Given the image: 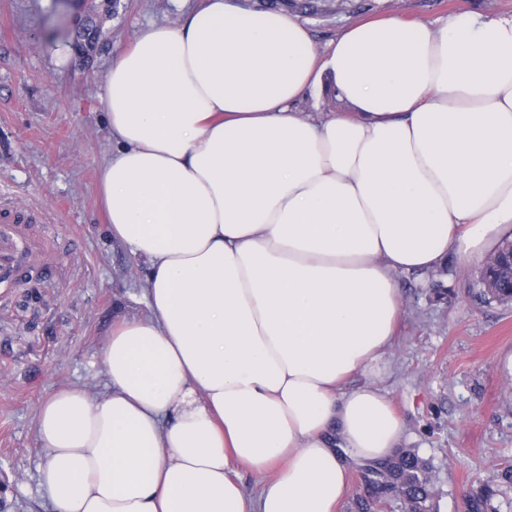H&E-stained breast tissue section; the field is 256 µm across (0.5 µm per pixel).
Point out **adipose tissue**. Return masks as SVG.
Returning <instances> with one entry per match:
<instances>
[{"mask_svg": "<svg viewBox=\"0 0 512 512\" xmlns=\"http://www.w3.org/2000/svg\"><path fill=\"white\" fill-rule=\"evenodd\" d=\"M330 87L347 112L300 111ZM109 230L147 266L105 390L40 402L53 512H337L404 423L374 369L397 276L512 238V17L306 27L203 0L143 28L103 96ZM270 480L245 494L238 467Z\"/></svg>", "mask_w": 512, "mask_h": 512, "instance_id": "ef3b65f1", "label": "adipose tissue"}]
</instances>
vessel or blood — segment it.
<instances>
[{
	"mask_svg": "<svg viewBox=\"0 0 512 512\" xmlns=\"http://www.w3.org/2000/svg\"><path fill=\"white\" fill-rule=\"evenodd\" d=\"M39 221L40 216L33 208L0 201V290L23 286L36 270L50 274L51 236L33 231V224Z\"/></svg>",
	"mask_w": 512,
	"mask_h": 512,
	"instance_id": "b4317fda",
	"label": "vessel or blood"
}]
</instances>
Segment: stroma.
<instances>
[{"label":"stroma","mask_w":512,"mask_h":512,"mask_svg":"<svg viewBox=\"0 0 512 512\" xmlns=\"http://www.w3.org/2000/svg\"><path fill=\"white\" fill-rule=\"evenodd\" d=\"M200 0H116L91 63L51 31L54 0H0V195L38 208L57 249L58 284L0 292V512H49L36 409L56 389H104L100 352L123 316L145 311L143 262L112 240L98 169L112 153L101 97L116 54L144 26L175 22ZM333 11L296 19L318 46L351 22L400 16L432 23L458 11L512 16V0H329ZM481 260L449 256L430 278L401 275L402 316L380 385L436 477L439 512H464L492 487L512 512V304L476 295Z\"/></svg>","instance_id":"obj_1"}]
</instances>
